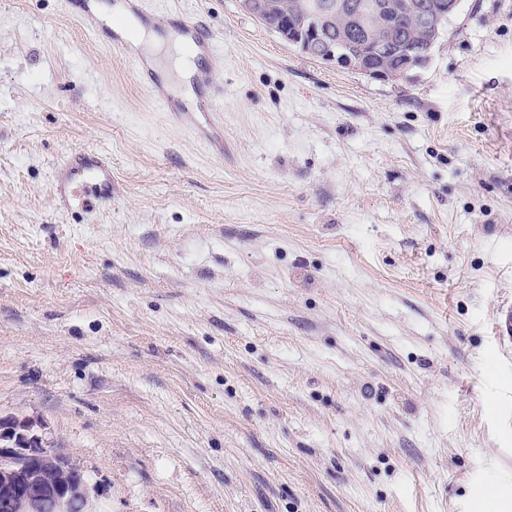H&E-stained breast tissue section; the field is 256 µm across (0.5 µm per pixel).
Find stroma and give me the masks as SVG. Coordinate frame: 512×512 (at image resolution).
Masks as SVG:
<instances>
[{
  "mask_svg": "<svg viewBox=\"0 0 512 512\" xmlns=\"http://www.w3.org/2000/svg\"><path fill=\"white\" fill-rule=\"evenodd\" d=\"M224 157L61 0H0V417L107 512H512V0L375 79L238 0ZM112 161V207L54 165ZM73 172H86L90 176L84 186L82 209H104L112 206V165L103 154L92 150L71 152L58 160L52 185L57 203H63L69 208L68 200L76 197V191L69 179V174Z\"/></svg>",
  "mask_w": 512,
  "mask_h": 512,
  "instance_id": "1",
  "label": "stroma"
}]
</instances>
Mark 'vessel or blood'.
Here are the masks:
<instances>
[{"label": "vessel or blood", "instance_id": "b4317fda", "mask_svg": "<svg viewBox=\"0 0 512 512\" xmlns=\"http://www.w3.org/2000/svg\"><path fill=\"white\" fill-rule=\"evenodd\" d=\"M62 5L67 13L79 18L94 37L105 38L123 51L136 82L171 123L185 126L210 155L223 158L224 136L216 122L214 108L224 97V86L211 77L209 62L217 58L218 49L203 21L179 11L169 13L164 19H156L147 0H62ZM115 16L136 18L141 23L154 25L162 34L174 33L203 59L204 64L195 76L197 97L194 109H187L176 101L155 68L140 53L130 50L125 33L109 24L110 18ZM74 172H85L90 176L84 187L82 209L111 207L112 165L103 154L92 150L75 151L58 160L52 185L56 202L67 203L74 196L70 180Z\"/></svg>", "mask_w": 512, "mask_h": 512}]
</instances>
